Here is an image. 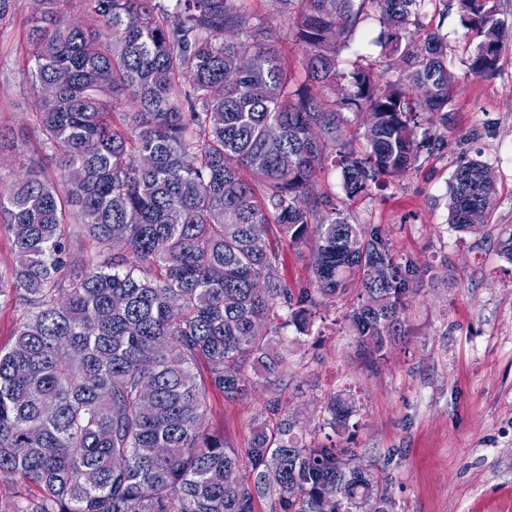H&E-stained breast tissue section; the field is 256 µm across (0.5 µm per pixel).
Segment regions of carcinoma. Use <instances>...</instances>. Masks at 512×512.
Returning a JSON list of instances; mask_svg holds the SVG:
<instances>
[{"label":"carcinoma","instance_id":"carcinoma-1","mask_svg":"<svg viewBox=\"0 0 512 512\" xmlns=\"http://www.w3.org/2000/svg\"><path fill=\"white\" fill-rule=\"evenodd\" d=\"M63 2L41 0L26 41L31 82L55 86L38 116L63 176L16 144L14 178H0L14 247L0 301L19 313L0 348V474L23 487L11 512H257L264 499L270 512H397L375 465L338 466L354 454L340 444L358 429L352 390L324 402L313 447L274 389V419L253 420L242 451L211 431L209 392L234 400L252 374L278 375L281 330L323 335L342 299L358 355L382 360L411 334L416 298L453 285L448 258L398 254L344 206L447 146L458 79L424 10L456 6L477 77L498 71L512 23L495 0H268L292 21L298 86L244 0H84L76 26ZM369 20L380 73L341 58ZM330 168L342 198L317 189ZM487 170L457 156L455 231L489 223ZM272 230L318 258L305 286L281 276ZM90 245L116 250L112 263Z\"/></svg>","mask_w":512,"mask_h":512}]
</instances>
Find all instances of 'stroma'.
<instances>
[{
	"label": "stroma",
	"mask_w": 512,
	"mask_h": 512,
	"mask_svg": "<svg viewBox=\"0 0 512 512\" xmlns=\"http://www.w3.org/2000/svg\"><path fill=\"white\" fill-rule=\"evenodd\" d=\"M33 0H12L0 21V133L39 149L40 93L24 62ZM425 27L448 37V66L459 77L448 123V150L421 158L370 196L350 203L352 223L378 226L396 252L448 258L457 286L425 291L407 314L412 336L369 365L341 333L307 338L292 350L280 388L289 414L312 444L324 443L319 401L353 386L364 405L351 443L392 487L398 512H512V264L498 251L512 226V39L499 72L468 74L469 37L456 10L427 11ZM494 173L498 203L488 225L464 236L448 226V181L460 141ZM272 387L256 378L244 396L209 394L210 424L236 449L247 448L252 420L267 416Z\"/></svg>",
	"instance_id": "35a3bbf8"
}]
</instances>
